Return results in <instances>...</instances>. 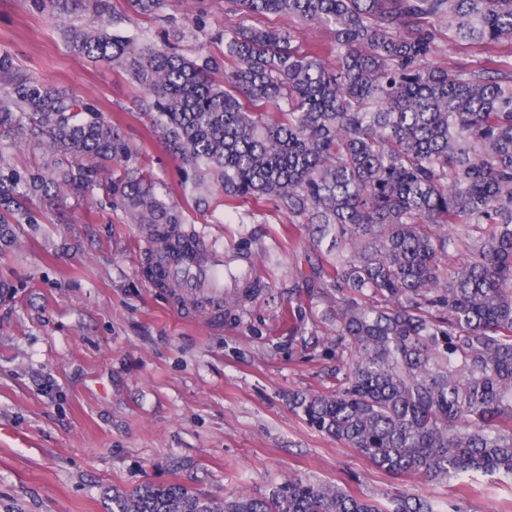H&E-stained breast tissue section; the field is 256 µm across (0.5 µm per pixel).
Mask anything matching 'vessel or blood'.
I'll return each mask as SVG.
<instances>
[{
  "label": "vessel or blood",
  "instance_id": "vessel-or-blood-1",
  "mask_svg": "<svg viewBox=\"0 0 512 512\" xmlns=\"http://www.w3.org/2000/svg\"><path fill=\"white\" fill-rule=\"evenodd\" d=\"M224 260L223 248L184 243L160 253L158 265L164 281L178 284L188 305L213 317L224 303Z\"/></svg>",
  "mask_w": 512,
  "mask_h": 512
}]
</instances>
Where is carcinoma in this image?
I'll return each mask as SVG.
<instances>
[{
	"mask_svg": "<svg viewBox=\"0 0 512 512\" xmlns=\"http://www.w3.org/2000/svg\"><path fill=\"white\" fill-rule=\"evenodd\" d=\"M224 59L110 33V0H41L70 52L145 91L149 132L183 164L199 211L267 200L330 248L310 287L336 292V389L296 393L313 428L397 475L512 477V62L428 66L437 34L488 53L512 44V0H231ZM284 14L332 28L328 63L299 32L247 24ZM233 67L218 81L224 60ZM26 148L30 166L14 164ZM98 193L153 248L195 234L157 197L120 125L93 101L0 55V243L13 225ZM112 512H434L289 478L263 499L215 501L171 483L112 494Z\"/></svg>",
	"mask_w": 512,
	"mask_h": 512,
	"instance_id": "obj_1",
	"label": "carcinoma"
}]
</instances>
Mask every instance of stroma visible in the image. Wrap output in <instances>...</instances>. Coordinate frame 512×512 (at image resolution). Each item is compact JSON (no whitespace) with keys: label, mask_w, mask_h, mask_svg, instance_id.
<instances>
[{"label":"stroma","mask_w":512,"mask_h":512,"mask_svg":"<svg viewBox=\"0 0 512 512\" xmlns=\"http://www.w3.org/2000/svg\"><path fill=\"white\" fill-rule=\"evenodd\" d=\"M116 31L186 34L189 56H222L215 33L236 29L231 0H181L155 14L110 0ZM0 52L21 72L91 99L118 120L138 160L187 226L250 248L261 291L221 319L177 307L142 271L140 225L97 196L44 208L0 250V512H110L114 491L180 483L214 500L268 496L296 475L390 505L437 512H512V480L473 484L396 475L311 428L298 392H324L340 365L326 336L334 298L310 295L309 231L275 202L198 211L181 161L148 131L143 89L120 69L74 56L51 12L0 0Z\"/></svg>","instance_id":"stroma-1"}]
</instances>
